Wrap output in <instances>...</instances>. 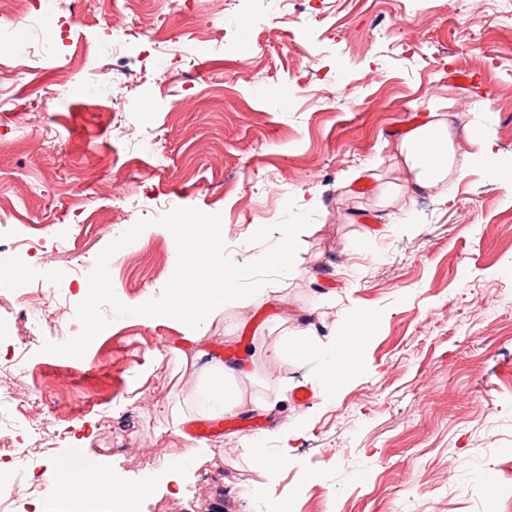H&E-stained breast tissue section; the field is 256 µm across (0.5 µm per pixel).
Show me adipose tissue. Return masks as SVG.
I'll return each instance as SVG.
<instances>
[{
  "label": "adipose tissue",
  "instance_id": "obj_1",
  "mask_svg": "<svg viewBox=\"0 0 512 512\" xmlns=\"http://www.w3.org/2000/svg\"><path fill=\"white\" fill-rule=\"evenodd\" d=\"M430 119L406 130L397 145L398 168L404 172V187H392L387 193L391 202L399 201L404 193L436 192L447 194L450 183L460 180L469 165L484 161L492 151L481 135L469 138L471 150L458 158L454 137L458 115L453 101L438 100L429 106ZM224 247L221 225L198 220L189 235H178L173 250L177 272L169 285V299L157 303L147 299L136 310L145 318H174L182 326L183 341L176 348L177 357L198 368L205 384L196 390V403L187 409L173 411L174 424H187L199 417L220 418L237 406L241 393L236 378L241 372L239 362H227L211 356L208 325L224 310L246 307L264 300L270 294L266 282L254 281L251 288L237 285L241 272L237 266L219 259ZM366 317H359L341 332L325 355L324 372L318 382L324 397H333L338 383L356 369L364 349ZM209 453L198 444L178 461L157 458L149 468L146 481L118 483L108 464L93 467H67L52 471L51 479L58 490L79 500L83 512H96L104 487L122 485L128 497L142 499L155 487L179 482L192 471L197 461Z\"/></svg>",
  "mask_w": 512,
  "mask_h": 512
}]
</instances>
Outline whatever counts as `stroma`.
Returning a JSON list of instances; mask_svg holds the SVG:
<instances>
[{"label": "stroma", "instance_id": "1", "mask_svg": "<svg viewBox=\"0 0 512 512\" xmlns=\"http://www.w3.org/2000/svg\"><path fill=\"white\" fill-rule=\"evenodd\" d=\"M179 3L139 8L145 27L163 18L162 36L122 53L118 99L102 94L108 63L95 47L126 0H82L72 26L53 19L64 45L31 61L39 91L0 82L11 100L0 108V240L36 243L9 254L7 278L51 298L30 330L0 294V390L54 436L37 448L26 428L13 432L30 458L16 483L101 461L133 481L151 446L188 449L172 423L195 399L196 376L174 353L181 328L134 309L164 301L175 272L160 202L183 226L223 225L232 261L275 292L210 324L215 350L243 363L242 404L204 437L209 455L140 512H257L261 501L267 512L282 501L288 512H512V190L477 164L447 197L414 195L406 223L380 203L403 180L399 137L435 98L455 99L461 150L480 124L489 165L512 163V0H311L285 15L277 0H215L207 43L182 38L198 16L195 0ZM240 13L251 27L235 26ZM409 14L419 26L397 33L392 20ZM76 70L82 81L69 82ZM185 93L200 95L197 111L175 110ZM313 199L297 274L257 267ZM68 264L83 275L50 279ZM103 272L102 327L80 346L83 297ZM362 310L375 325L333 398L317 384L319 356L269 360L286 332L308 328L323 346ZM134 387L143 398L131 405ZM286 424L298 433L272 479L244 450L262 440L278 452Z\"/></svg>", "mask_w": 512, "mask_h": 512}]
</instances>
